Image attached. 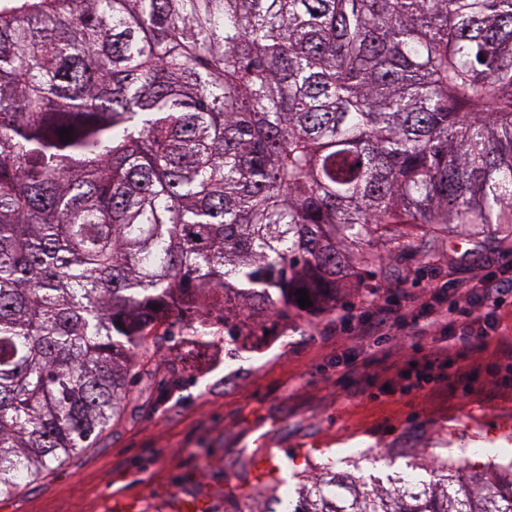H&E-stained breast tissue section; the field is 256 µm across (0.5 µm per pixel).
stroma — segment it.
<instances>
[{
  "mask_svg": "<svg viewBox=\"0 0 512 512\" xmlns=\"http://www.w3.org/2000/svg\"><path fill=\"white\" fill-rule=\"evenodd\" d=\"M476 271L512 278V240L482 250L458 231L435 258L389 255L368 288L338 283L335 311L266 321L271 339L251 360L221 343L194 351L164 344L175 387L136 388L96 447L1 497L0 512H107L111 501L173 512L194 494L217 512H258L265 494L251 483L250 462L266 451L300 459L280 473L283 495L327 467L383 482L423 476L429 459H447L452 448L470 449L474 471L512 460V372L489 374L487 353L467 356L472 393L439 382L388 395L382 349L336 327L344 315L366 320L370 295L398 300L424 290L441 301Z\"/></svg>",
  "mask_w": 512,
  "mask_h": 512,
  "instance_id": "1",
  "label": "stroma"
}]
</instances>
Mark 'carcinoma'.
I'll return each mask as SVG.
<instances>
[{
  "mask_svg": "<svg viewBox=\"0 0 512 512\" xmlns=\"http://www.w3.org/2000/svg\"><path fill=\"white\" fill-rule=\"evenodd\" d=\"M452 225L512 237V0H0V496L97 444L148 350L334 310ZM422 486L265 512H512V460Z\"/></svg>",
  "mask_w": 512,
  "mask_h": 512,
  "instance_id": "1",
  "label": "carcinoma"
}]
</instances>
